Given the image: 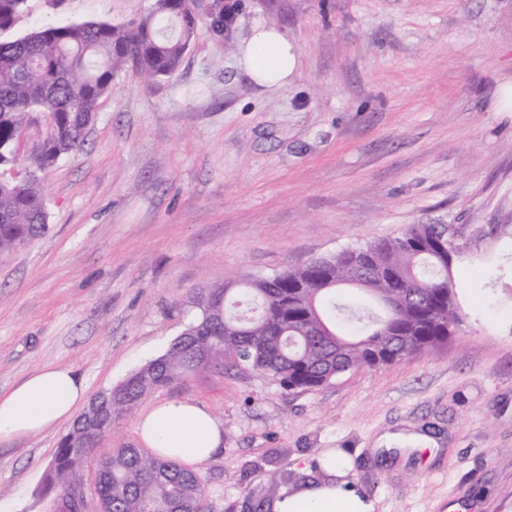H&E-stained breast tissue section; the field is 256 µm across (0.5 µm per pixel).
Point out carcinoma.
I'll return each mask as SVG.
<instances>
[{"label":"carcinoma","instance_id":"cac0c4a2","mask_svg":"<svg viewBox=\"0 0 512 512\" xmlns=\"http://www.w3.org/2000/svg\"><path fill=\"white\" fill-rule=\"evenodd\" d=\"M25 3L0 0V166L16 163L14 140L35 115L49 116L53 129L33 147L23 178L0 179V251L47 231L43 177L84 145L85 129L112 89L114 74L130 68L147 80L172 75L206 24L202 0H154L147 15L122 27L84 21L14 37L10 31ZM237 8L209 0L217 35L224 36ZM444 231L441 225L411 224L399 236L369 242L358 248L366 253L361 267L351 263L354 251L346 250L273 277L234 276L222 288L200 290L192 298L196 314L185 342L111 389L112 416L223 360L295 390L440 350L458 319L448 270L453 246ZM345 287L371 297L385 294L395 306L377 315L341 299L338 290ZM388 320L390 334H379ZM371 349L387 352L386 358L371 363ZM111 435L112 424L105 422L89 431L72 427L61 439L45 489L59 491L67 509L83 506L78 490L85 465L93 461L103 512H208L198 471L128 445L94 458L93 449Z\"/></svg>","mask_w":512,"mask_h":512}]
</instances>
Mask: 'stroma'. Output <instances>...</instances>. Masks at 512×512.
<instances>
[{"label": "stroma", "instance_id": "1", "mask_svg": "<svg viewBox=\"0 0 512 512\" xmlns=\"http://www.w3.org/2000/svg\"><path fill=\"white\" fill-rule=\"evenodd\" d=\"M154 0H27L15 35L122 25ZM284 31L301 68L257 86L237 50ZM512 0H246L226 41L199 29L181 67L121 70L82 150L43 182L48 231L0 252V392L44 366L90 396L164 354L190 294L445 224L459 319L447 345L286 390L218 365L112 422L139 444L162 400L197 402L224 446L199 469L210 512H273L267 478L326 480L336 448L374 512H512ZM68 425L0 445V505L64 512L45 475ZM424 435L426 449L380 437Z\"/></svg>", "mask_w": 512, "mask_h": 512}]
</instances>
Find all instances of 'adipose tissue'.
Returning a JSON list of instances; mask_svg holds the SVG:
<instances>
[{
  "mask_svg": "<svg viewBox=\"0 0 512 512\" xmlns=\"http://www.w3.org/2000/svg\"><path fill=\"white\" fill-rule=\"evenodd\" d=\"M239 62L254 83L286 85L299 69V54L275 27L256 32L239 46ZM87 399V382L72 369L45 367L7 394H0V444L30 437L73 418ZM138 436L154 454L188 466L211 458L224 444V429L213 415L189 400L157 402L137 425ZM356 485L310 481L280 493L275 512H373Z\"/></svg>",
  "mask_w": 512,
  "mask_h": 512,
  "instance_id": "adipose-tissue-1",
  "label": "adipose tissue"
}]
</instances>
